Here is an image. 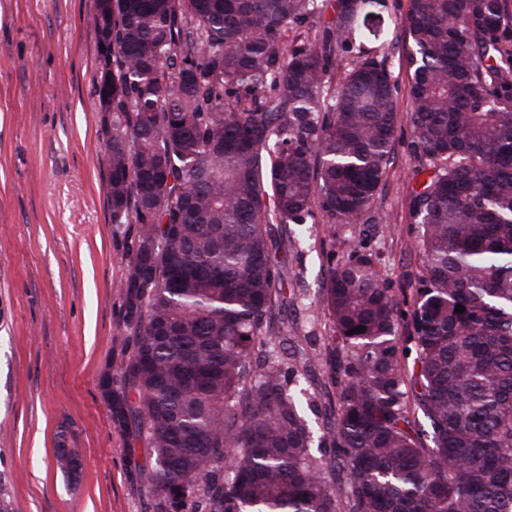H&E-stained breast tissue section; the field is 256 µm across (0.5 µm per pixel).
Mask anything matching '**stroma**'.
<instances>
[{
    "label": "stroma",
    "instance_id": "stroma-1",
    "mask_svg": "<svg viewBox=\"0 0 512 512\" xmlns=\"http://www.w3.org/2000/svg\"><path fill=\"white\" fill-rule=\"evenodd\" d=\"M409 6L373 8L366 51L380 53ZM93 13L94 0H0V492L12 512H148L146 450L115 429L99 387L124 355L119 284L135 227L110 219ZM405 48L389 53L395 158L368 210L336 224L315 213L279 244L292 293L270 324L289 320L307 349L331 334L320 288L352 245L380 253L396 294L415 286ZM59 448L79 456L76 477L57 467Z\"/></svg>",
    "mask_w": 512,
    "mask_h": 512
}]
</instances>
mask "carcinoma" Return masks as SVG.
<instances>
[{"label": "carcinoma", "mask_w": 512, "mask_h": 512, "mask_svg": "<svg viewBox=\"0 0 512 512\" xmlns=\"http://www.w3.org/2000/svg\"><path fill=\"white\" fill-rule=\"evenodd\" d=\"M378 3L337 0L313 43L297 30L327 0H95L111 221L136 225L120 284L129 353L99 386L148 451L150 512H512L504 0H410L401 21L422 178L411 306L358 245L324 281L319 351L297 350L286 322L265 330L287 301L288 225L316 209L356 221L392 163L387 58L357 55L326 80ZM315 364L316 391L294 392Z\"/></svg>", "instance_id": "cac0c4a2"}]
</instances>
